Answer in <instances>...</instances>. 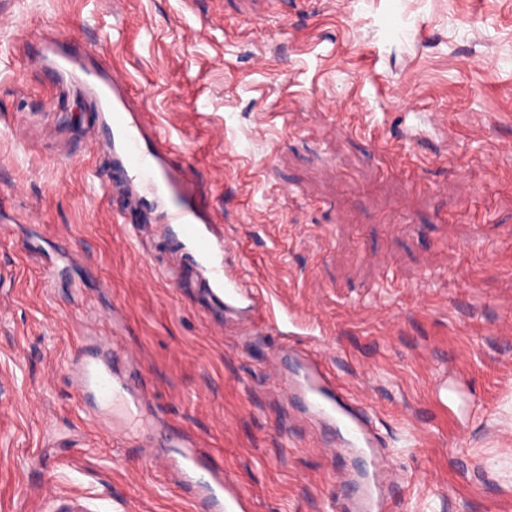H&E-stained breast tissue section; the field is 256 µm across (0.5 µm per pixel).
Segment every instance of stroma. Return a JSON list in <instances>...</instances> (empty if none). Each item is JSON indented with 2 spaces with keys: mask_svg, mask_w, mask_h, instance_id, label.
<instances>
[{
  "mask_svg": "<svg viewBox=\"0 0 512 512\" xmlns=\"http://www.w3.org/2000/svg\"><path fill=\"white\" fill-rule=\"evenodd\" d=\"M52 37L128 74L277 327L208 299L86 141L90 100L23 66ZM91 313L153 392L115 436L66 366ZM284 345L374 417L395 512H512V0H0V512L48 483L194 512L142 454L177 432L250 512H332L361 463L271 369Z\"/></svg>",
  "mask_w": 512,
  "mask_h": 512,
  "instance_id": "stroma-1",
  "label": "stroma"
}]
</instances>
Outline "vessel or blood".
Listing matches in <instances>:
<instances>
[{"instance_id":"vessel-or-blood-1","label":"vessel or blood","mask_w":512,"mask_h":512,"mask_svg":"<svg viewBox=\"0 0 512 512\" xmlns=\"http://www.w3.org/2000/svg\"><path fill=\"white\" fill-rule=\"evenodd\" d=\"M47 64L59 74L75 77L87 89L97 114L86 132L88 142L108 145L113 164L122 168L130 181L147 185L155 200L164 202L161 221L182 230L185 244L203 260V280L210 299L223 305L228 314L234 313L243 298L254 308L266 305L257 285L249 283L242 273L227 270L224 240L212 233L209 221L195 205L184 167L173 163L175 152L166 132L157 128L146 133L144 119L131 107L127 74L99 70L79 48L65 46L60 40L45 42L25 61L30 69ZM68 365L78 375L81 391L98 396L104 403L121 402L127 414L140 412L145 392L130 389L118 374L80 354L69 358ZM285 384L299 395L309 413L334 429L337 440L368 460L370 468L361 484L358 509L381 512L378 440L368 420L350 409L333 373L314 353L300 360L296 374L286 378ZM168 463L179 470L184 484L194 489L195 512H246L243 491L212 469L205 452L191 442H183ZM41 497L47 512H100L92 498L62 494L52 484L43 487Z\"/></svg>"}]
</instances>
